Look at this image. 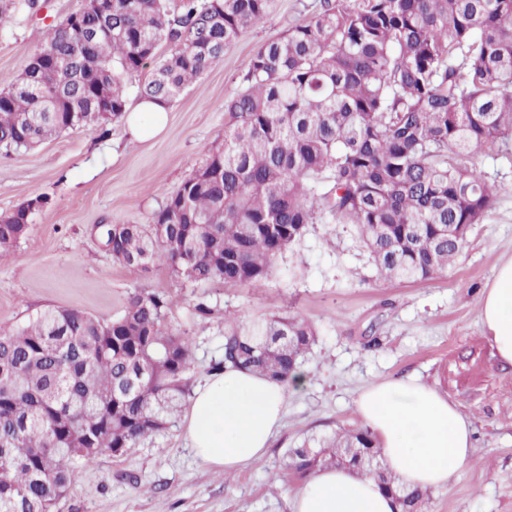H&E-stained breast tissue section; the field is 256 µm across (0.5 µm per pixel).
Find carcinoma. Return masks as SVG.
<instances>
[{
  "label": "carcinoma",
  "instance_id": "cac0c4a2",
  "mask_svg": "<svg viewBox=\"0 0 512 512\" xmlns=\"http://www.w3.org/2000/svg\"><path fill=\"white\" fill-rule=\"evenodd\" d=\"M34 0H0V24ZM55 26L0 90V148L26 149L119 118L126 79L167 105L261 24L271 0H101ZM169 54L156 59L160 43ZM224 147L152 217L103 224L122 266L164 261L194 283L257 286L310 224H351L384 281L446 271L498 188L472 163L512 138V0H320V10L262 44L224 103ZM190 211L175 221L182 199ZM32 212L0 221V253ZM166 302L131 293L111 321L79 309L0 330V512H54L74 464L118 455L174 423L191 395L189 337L165 326ZM298 315L248 327L224 319L223 357L284 385L315 344ZM299 478L344 467L422 512L427 491L399 489L364 428L285 451Z\"/></svg>",
  "mask_w": 512,
  "mask_h": 512
}]
</instances>
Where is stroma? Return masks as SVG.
Here are the masks:
<instances>
[{
	"label": "stroma",
	"mask_w": 512,
	"mask_h": 512,
	"mask_svg": "<svg viewBox=\"0 0 512 512\" xmlns=\"http://www.w3.org/2000/svg\"><path fill=\"white\" fill-rule=\"evenodd\" d=\"M85 0H35L0 30V78L20 73L51 28ZM319 0H273L265 22L245 32L224 59L171 103L165 128L133 139L116 119L62 133L30 149H0V213L41 196L26 236L0 257V327L13 329L47 309L118 317L137 290L167 302L166 323L192 342V385L223 354L224 317L247 325L291 312L317 330L305 355L303 387L288 388L283 424L267 454L231 477L200 462L177 417L163 434L120 455L79 466L55 512H291L301 481L287 474L286 449L307 436L361 427L355 400L369 384L416 379L458 404L473 429L470 462L432 488L424 512H512V365L485 338L479 299L496 266L512 258V139L474 163L500 192L473 225L456 262L426 281L377 280L347 224H312L262 285H210L113 262L97 224H147L224 140V102L242 86L255 49L282 37ZM212 312L199 314L197 304Z\"/></svg>",
	"instance_id": "obj_1"
}]
</instances>
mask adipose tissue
Returning <instances> with one entry per match:
<instances>
[{
    "instance_id": "obj_1",
    "label": "adipose tissue",
    "mask_w": 512,
    "mask_h": 512,
    "mask_svg": "<svg viewBox=\"0 0 512 512\" xmlns=\"http://www.w3.org/2000/svg\"><path fill=\"white\" fill-rule=\"evenodd\" d=\"M480 320L499 360L512 364V258L502 262L480 299ZM286 387L254 373L228 370L198 387L186 416L195 456L232 474L261 459L282 420ZM379 441L388 471L409 487L446 485L468 463L472 432L458 405L416 380L384 382L355 402ZM292 512H397L394 498L369 477L321 469L291 497Z\"/></svg>"
}]
</instances>
